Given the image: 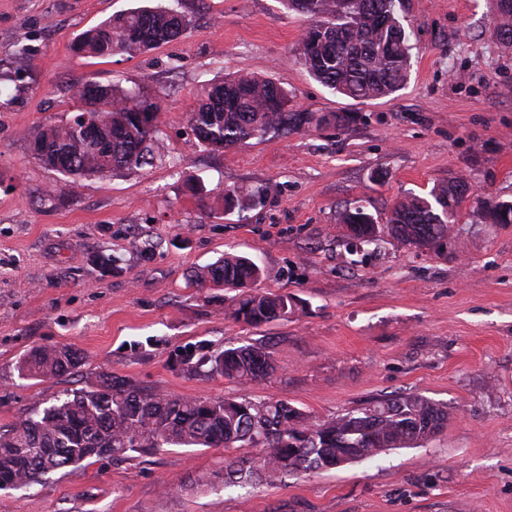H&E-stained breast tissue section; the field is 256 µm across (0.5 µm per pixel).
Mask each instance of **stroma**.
Returning <instances> with one entry per match:
<instances>
[{
    "label": "stroma",
    "instance_id": "stroma-1",
    "mask_svg": "<svg viewBox=\"0 0 512 512\" xmlns=\"http://www.w3.org/2000/svg\"><path fill=\"white\" fill-rule=\"evenodd\" d=\"M148 1L176 4L188 31L134 57L74 53L79 33ZM401 15L407 82L354 100L300 63L309 20L282 0H0L1 429L104 372L180 397L283 399L318 420L397 393L448 406L447 427L422 446L274 485L192 487L236 449L169 448L0 490V512H512V224L485 223L475 202L512 201V44L490 32L495 0H403ZM232 71L273 78L291 109L355 120L206 151L186 113ZM112 81L162 102L164 156L71 188L33 158L34 138L71 116L69 85ZM379 167L389 176L372 182ZM457 174L476 196L438 251L346 253L340 208L383 220L405 192ZM218 185L265 196L228 213ZM227 253L254 259L262 288L293 296L300 313L234 321L224 289L192 283ZM244 343L265 345L276 372L237 384L183 360ZM45 344L73 345L81 367L21 376L20 357Z\"/></svg>",
    "mask_w": 512,
    "mask_h": 512
}]
</instances>
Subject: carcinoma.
I'll list each match as a JSON object with an SVG mask.
<instances>
[{"instance_id":"carcinoma-1","label":"carcinoma","mask_w":512,"mask_h":512,"mask_svg":"<svg viewBox=\"0 0 512 512\" xmlns=\"http://www.w3.org/2000/svg\"><path fill=\"white\" fill-rule=\"evenodd\" d=\"M400 0H349L339 11L336 0H310V19L299 48V61L313 79L337 94L359 100L391 96L407 81L409 35L398 15ZM187 31L183 16L165 7H139L117 13L76 36L73 49L83 57L107 59L118 53L135 56ZM509 34L512 9L496 14L493 34ZM71 89L76 115L41 129L34 143L38 160L75 186L120 171H138L162 158L164 113L157 101L118 82ZM288 90L266 76L237 72L213 84L186 114L199 144L220 151L270 134H289L323 126L345 127L349 112L318 115L291 112ZM89 118L100 140L81 130ZM463 177L433 187L428 194L398 200L387 223L362 206H346L337 223L352 237L372 244L388 236L414 248L437 249L456 223L463 203ZM260 190L242 185L223 192L224 210L261 202ZM482 219L512 224V201L484 198ZM262 269L253 260L226 255L196 275L234 292L231 317L248 327L286 318L298 303L287 294L258 288ZM212 376L257 382L276 371L263 346L244 344L218 354L186 355ZM80 353L70 345H40L20 361L22 375L57 377L81 367ZM448 424V407L413 393H398L317 422L284 400L251 397L185 398L161 390L146 392L110 373L99 375L96 389L73 390L63 401L18 420L0 432V489H25L50 472L91 459L121 457L129 452L168 447L256 448L228 461L224 484L245 488L275 484L288 476L317 473L336 464L375 457L388 450L421 446Z\"/></svg>"}]
</instances>
